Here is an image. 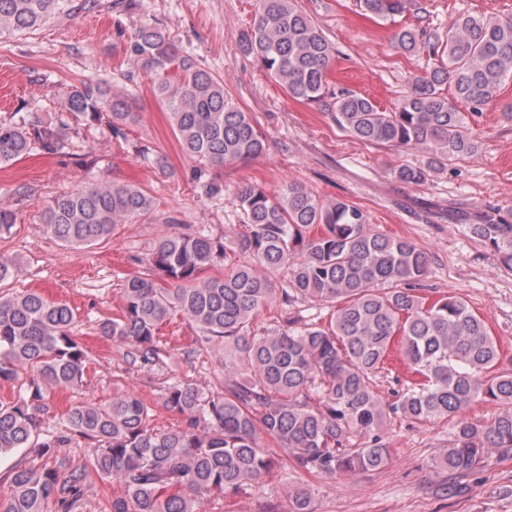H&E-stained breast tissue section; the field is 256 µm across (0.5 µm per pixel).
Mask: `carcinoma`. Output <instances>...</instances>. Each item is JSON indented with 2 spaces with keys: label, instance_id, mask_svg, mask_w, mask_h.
I'll list each match as a JSON object with an SVG mask.
<instances>
[{
  "label": "carcinoma",
  "instance_id": "1",
  "mask_svg": "<svg viewBox=\"0 0 512 512\" xmlns=\"http://www.w3.org/2000/svg\"><path fill=\"white\" fill-rule=\"evenodd\" d=\"M66 2L0 0V35L35 31L66 13ZM256 2L242 51L293 99H332L336 125L350 137L419 153L415 163L393 168L394 178L420 185L478 152L481 141L457 102L477 110L512 80V13L459 15L443 35L397 29V48L440 63L387 111L360 93H329L336 47L298 0ZM412 5L357 0L361 11L382 21ZM124 51L144 62L182 152L200 167L222 168L266 152L258 123L226 99L224 83L182 53L164 28L140 25ZM445 84L452 95L444 94ZM139 116L133 98L107 82L82 81L65 91L64 111L50 119L31 111L0 121V165L68 154L64 129L72 123L118 133ZM237 198L246 234L231 246L205 229L164 237L145 271L123 284L122 318L99 323L102 335L132 347L129 356L142 367L224 350L223 391L208 393L177 378L162 388V405L182 417L177 429L156 430L148 404L125 392L104 405L78 403L67 413L66 430H47L50 391L85 383L77 317L36 291L0 290V380L16 381L28 369L43 380L0 405V454L25 448L45 460L34 467L21 458L11 467V492L0 498V512H49L51 504L54 512H78L89 472L59 455L76 436L90 444L89 463L99 478L121 487L112 512H206L211 499L238 495L272 474L277 453L263 446L265 436L296 468L325 477L383 469L390 460L383 429L395 418L454 421L440 460L450 480L512 453V359L503 362L484 320L462 299L420 294L428 272L424 252L372 230L361 207L325 200L300 183L276 193L245 185ZM152 209L153 197L138 184L100 179L52 197L42 224L61 247L82 249ZM468 228L512 271V224L487 214ZM219 265L224 271L211 274ZM264 268L285 269V286L273 288ZM275 301L313 303L328 310L329 321L282 314L276 326L259 327L258 316ZM178 313L197 336L174 353L157 331ZM395 342L408 377L395 378L400 388L389 400L374 390L373 378L386 370ZM479 402L497 413L483 421L466 418V409ZM287 495L291 512H311L308 490Z\"/></svg>",
  "mask_w": 512,
  "mask_h": 512
}]
</instances>
